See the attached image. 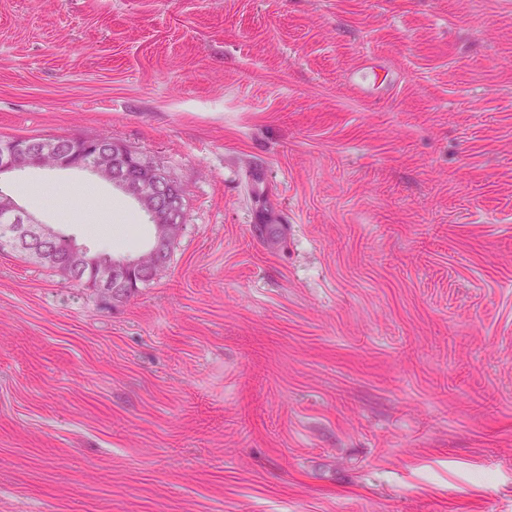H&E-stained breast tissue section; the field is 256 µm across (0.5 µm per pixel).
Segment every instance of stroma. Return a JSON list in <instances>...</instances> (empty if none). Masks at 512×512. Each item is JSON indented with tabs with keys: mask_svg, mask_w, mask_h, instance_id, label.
<instances>
[{
	"mask_svg": "<svg viewBox=\"0 0 512 512\" xmlns=\"http://www.w3.org/2000/svg\"><path fill=\"white\" fill-rule=\"evenodd\" d=\"M186 192L130 296L0 249V512H512V0H0V138ZM0 189L91 251L77 189Z\"/></svg>",
	"mask_w": 512,
	"mask_h": 512,
	"instance_id": "1",
	"label": "stroma"
}]
</instances>
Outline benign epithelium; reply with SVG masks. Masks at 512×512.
<instances>
[{
    "label": "benign epithelium",
    "mask_w": 512,
    "mask_h": 512,
    "mask_svg": "<svg viewBox=\"0 0 512 512\" xmlns=\"http://www.w3.org/2000/svg\"><path fill=\"white\" fill-rule=\"evenodd\" d=\"M56 156L55 169H86L112 183L133 198L154 224V243L147 253L103 262L90 250L68 239L62 249L55 247L57 230L39 223L10 195L0 196V217L11 222L14 246L58 265L71 281L125 297L136 291L145 274L153 279L168 265L167 255L175 246L184 224L185 192L165 171L146 156L114 140L102 144L96 138H75L62 150L58 144L40 140L13 144L0 154V176L45 168L44 159Z\"/></svg>",
    "instance_id": "obj_1"
}]
</instances>
